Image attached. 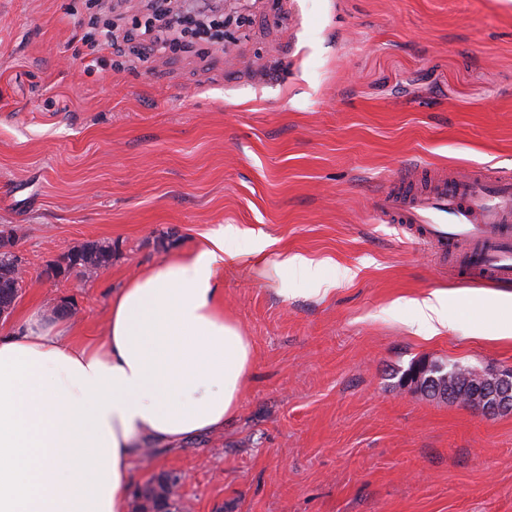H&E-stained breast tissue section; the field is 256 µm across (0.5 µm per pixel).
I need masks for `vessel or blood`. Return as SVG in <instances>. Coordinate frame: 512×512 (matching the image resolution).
<instances>
[{"label":"vessel or blood","instance_id":"vessel-or-blood-1","mask_svg":"<svg viewBox=\"0 0 512 512\" xmlns=\"http://www.w3.org/2000/svg\"><path fill=\"white\" fill-rule=\"evenodd\" d=\"M373 207L447 257L450 275L512 282V177L485 167L444 173L417 164L376 194Z\"/></svg>","mask_w":512,"mask_h":512}]
</instances>
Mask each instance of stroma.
Listing matches in <instances>:
<instances>
[{
    "label": "stroma",
    "mask_w": 512,
    "mask_h": 512,
    "mask_svg": "<svg viewBox=\"0 0 512 512\" xmlns=\"http://www.w3.org/2000/svg\"><path fill=\"white\" fill-rule=\"evenodd\" d=\"M140 8L0 0V232L29 267L14 314L65 303L78 338H102L137 271L243 234L223 269L251 347L241 408L138 455L130 487L185 475L188 512H512V414L397 385L418 360L512 370V320L491 308L512 283L449 276L370 203L419 161L512 174V0H248L235 40L146 62L91 36ZM100 239L96 277H42ZM285 253L328 291L283 280ZM436 290L454 323L426 338L411 302ZM274 268L279 272L280 275L283 273L299 274L311 279L315 286V290L319 292L321 289L327 290L328 288H321L324 281L319 276V265L315 264L313 260H310L302 255H290L287 254L280 257L279 261L274 263Z\"/></svg>",
    "instance_id": "obj_1"
}]
</instances>
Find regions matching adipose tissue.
Instances as JSON below:
<instances>
[{
	"mask_svg": "<svg viewBox=\"0 0 512 512\" xmlns=\"http://www.w3.org/2000/svg\"><path fill=\"white\" fill-rule=\"evenodd\" d=\"M239 238L226 225L128 279L103 342L37 309L0 331V512H125L141 443L219 430L239 411L251 349L220 302ZM413 309L417 333L452 325L446 292Z\"/></svg>",
	"mask_w": 512,
	"mask_h": 512,
	"instance_id": "adipose-tissue-1",
	"label": "adipose tissue"
}]
</instances>
